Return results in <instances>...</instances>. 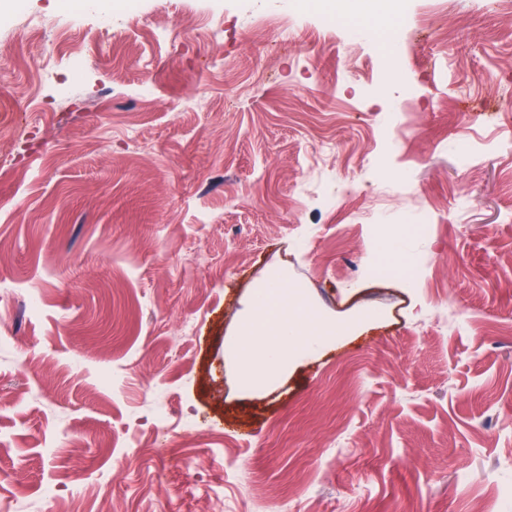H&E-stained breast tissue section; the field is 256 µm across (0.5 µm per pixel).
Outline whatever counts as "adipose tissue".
I'll list each match as a JSON object with an SVG mask.
<instances>
[{
  "instance_id": "obj_1",
  "label": "adipose tissue",
  "mask_w": 512,
  "mask_h": 512,
  "mask_svg": "<svg viewBox=\"0 0 512 512\" xmlns=\"http://www.w3.org/2000/svg\"><path fill=\"white\" fill-rule=\"evenodd\" d=\"M332 322L313 326L298 294L288 293L282 277L259 283L245 302L234 361L243 384L273 383L302 357L341 335Z\"/></svg>"
}]
</instances>
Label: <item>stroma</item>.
Instances as JSON below:
<instances>
[{
  "mask_svg": "<svg viewBox=\"0 0 512 512\" xmlns=\"http://www.w3.org/2000/svg\"><path fill=\"white\" fill-rule=\"evenodd\" d=\"M140 2L149 25L106 33L111 0H0V505L512 512V14L406 0L398 113L376 35L284 0ZM30 14L56 72L86 52L68 98L27 84ZM422 210L429 235L404 230ZM377 225L429 258L418 280L371 279ZM275 270L350 331L248 392L226 350Z\"/></svg>",
  "mask_w": 512,
  "mask_h": 512,
  "instance_id": "obj_1",
  "label": "stroma"
}]
</instances>
